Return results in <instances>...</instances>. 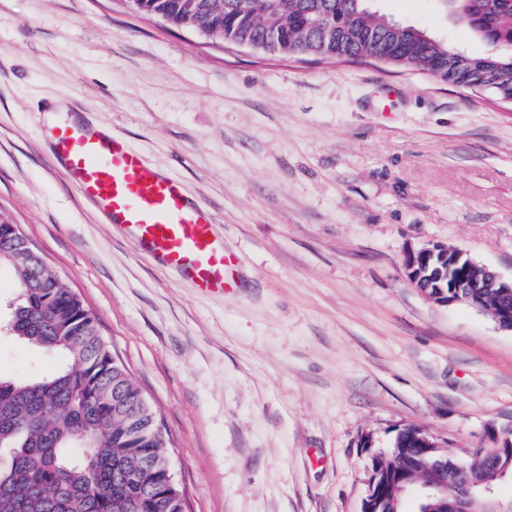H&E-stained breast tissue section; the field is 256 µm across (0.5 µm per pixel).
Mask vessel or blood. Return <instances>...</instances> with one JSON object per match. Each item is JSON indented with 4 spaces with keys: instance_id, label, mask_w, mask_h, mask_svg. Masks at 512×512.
<instances>
[{
    "instance_id": "obj_1",
    "label": "vessel or blood",
    "mask_w": 512,
    "mask_h": 512,
    "mask_svg": "<svg viewBox=\"0 0 512 512\" xmlns=\"http://www.w3.org/2000/svg\"><path fill=\"white\" fill-rule=\"evenodd\" d=\"M52 150L86 197L133 243L170 269L186 273L203 293L237 284L236 258L215 233L211 216L188 199L182 184L161 175L119 135L60 122Z\"/></svg>"
}]
</instances>
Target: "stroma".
Listing matches in <instances>:
<instances>
[{
  "label": "stroma",
  "mask_w": 512,
  "mask_h": 512,
  "mask_svg": "<svg viewBox=\"0 0 512 512\" xmlns=\"http://www.w3.org/2000/svg\"><path fill=\"white\" fill-rule=\"evenodd\" d=\"M473 55L436 0H377ZM106 124L238 260L202 295L108 224L42 139ZM96 318L157 416L185 512H361L420 427L468 460L512 431V331L409 281L439 243L512 276V107L375 61L271 55L130 0H0V224ZM57 356L0 335V375Z\"/></svg>",
  "instance_id": "stroma-1"
}]
</instances>
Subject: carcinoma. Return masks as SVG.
<instances>
[{
	"instance_id": "1",
	"label": "carcinoma",
	"mask_w": 512,
	"mask_h": 512,
	"mask_svg": "<svg viewBox=\"0 0 512 512\" xmlns=\"http://www.w3.org/2000/svg\"><path fill=\"white\" fill-rule=\"evenodd\" d=\"M137 10L230 44L289 57L378 60L419 68L472 91L512 95V0H446L453 18L504 50L471 55L410 25L386 28L366 0H134ZM18 275L6 310L9 334L65 363L48 375L0 376V512H184L167 486L170 462L158 422L124 364L115 359L83 304L67 296L34 253L19 257L0 240V266ZM511 454L461 465L422 453L406 429L383 456L376 512H400L404 490L448 483V502L418 500V512L447 503L480 480L492 484Z\"/></svg>"
}]
</instances>
